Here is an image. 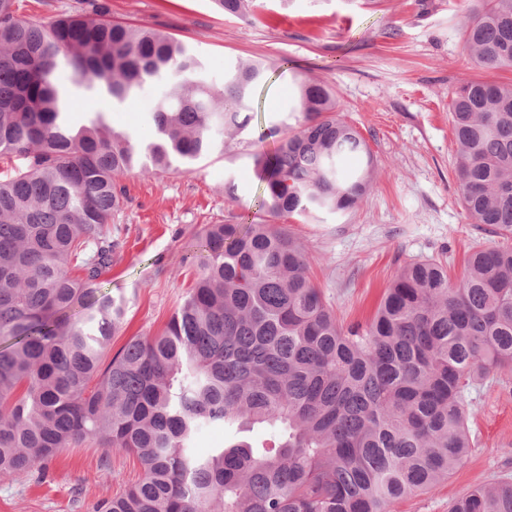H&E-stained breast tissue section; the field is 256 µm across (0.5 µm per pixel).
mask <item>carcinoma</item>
Here are the masks:
<instances>
[{
  "label": "carcinoma",
  "mask_w": 512,
  "mask_h": 512,
  "mask_svg": "<svg viewBox=\"0 0 512 512\" xmlns=\"http://www.w3.org/2000/svg\"><path fill=\"white\" fill-rule=\"evenodd\" d=\"M213 2L241 18L258 8ZM476 3L471 58L512 67V0ZM62 61L117 104L168 79L145 149L155 173L224 152L267 72L229 62L215 87L181 42L112 19L101 0L47 22L0 0V157L26 161L0 178V474L42 470L82 445L136 456L142 476L91 512H392L448 478L472 447L469 388L512 367V247L475 250L454 283L442 264L412 262L366 326L343 328L286 224L353 210L369 169L339 162L369 165L371 154L331 88L298 81L295 124H274L278 147L252 153L263 218L206 225L189 298L162 333L109 358L128 300L98 278L118 246L117 178L139 150L101 116L77 129L65 120ZM449 112L462 203L472 223L511 237L512 84L468 81ZM210 423L231 436L199 455L192 441ZM448 512H512V476Z\"/></svg>",
  "instance_id": "1"
}]
</instances>
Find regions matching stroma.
<instances>
[{
	"mask_svg": "<svg viewBox=\"0 0 512 512\" xmlns=\"http://www.w3.org/2000/svg\"><path fill=\"white\" fill-rule=\"evenodd\" d=\"M242 20L211 0H110L112 17L152 28L185 44L208 80L224 81L229 60L268 64L255 90L253 119L220 154L180 173L154 175L134 166L119 177L127 202L112 225L119 248L104 289L124 294L128 310L112 350L161 330L190 295L200 273L198 235L207 224H233L251 207L260 185L250 151L270 152L258 134L293 102L295 81L326 83L340 116L371 152L370 188L349 213L294 220L289 232L305 248L315 282L344 323L366 322L401 269L436 260L458 279L473 246L502 237L471 223L454 176L457 143L448 112L463 82L512 83V68L486 70L470 58L462 36L468 0H259ZM288 71H281V63ZM65 83V112L74 126L103 116L138 148L156 136L149 119L163 83L146 85L137 101L114 105L106 95ZM238 187L236 198L224 192ZM472 452L447 480L404 499L395 512H448L469 489L512 473V370L470 392ZM128 454L96 447L66 448L37 473L0 476V512H89L137 480Z\"/></svg>",
	"mask_w": 512,
	"mask_h": 512,
	"instance_id": "stroma-1",
	"label": "stroma"
}]
</instances>
